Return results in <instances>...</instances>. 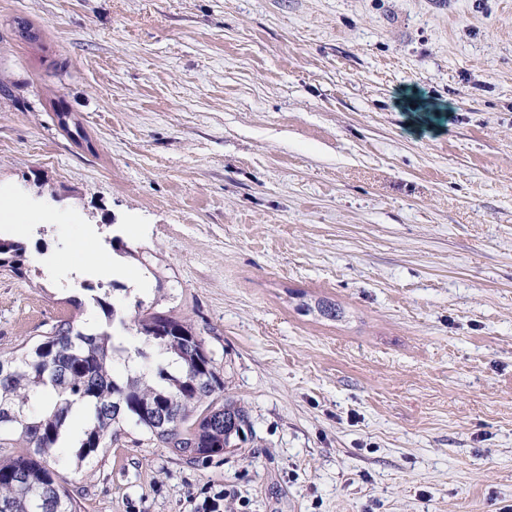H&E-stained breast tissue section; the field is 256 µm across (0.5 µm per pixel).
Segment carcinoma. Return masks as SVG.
I'll return each mask as SVG.
<instances>
[{
  "instance_id": "cac0c4a2",
  "label": "carcinoma",
  "mask_w": 512,
  "mask_h": 512,
  "mask_svg": "<svg viewBox=\"0 0 512 512\" xmlns=\"http://www.w3.org/2000/svg\"><path fill=\"white\" fill-rule=\"evenodd\" d=\"M54 105L68 138L78 146L89 143L81 123L65 120L64 101ZM26 253L24 243L0 237V268L25 275ZM86 290L101 312L99 323L82 328L64 320L35 343L0 353V512H79L60 460L79 415L82 425L67 447L77 468L111 447L126 420L193 461L239 449L251 429L240 404L218 402L224 380L202 338L165 312L135 321L136 357L146 359L145 348L154 347L163 361L115 377L114 361L127 349L114 343V330L127 323L109 293L90 285Z\"/></svg>"
}]
</instances>
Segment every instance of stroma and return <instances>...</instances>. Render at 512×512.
Listing matches in <instances>:
<instances>
[{"label": "stroma", "instance_id": "35a3bbf8", "mask_svg": "<svg viewBox=\"0 0 512 512\" xmlns=\"http://www.w3.org/2000/svg\"><path fill=\"white\" fill-rule=\"evenodd\" d=\"M0 236V352L113 281L249 414L196 462L124 423L80 512L512 507L506 0H0ZM54 105L57 110L59 125L68 138L77 146H83L84 143L89 146L88 135L81 123L73 120L71 121V124L69 123L70 112H67L64 107V101L59 99L55 101ZM63 117H67V120H63ZM27 247L23 242L0 237V268L8 267L13 273L24 276Z\"/></svg>", "mask_w": 512, "mask_h": 512}]
</instances>
